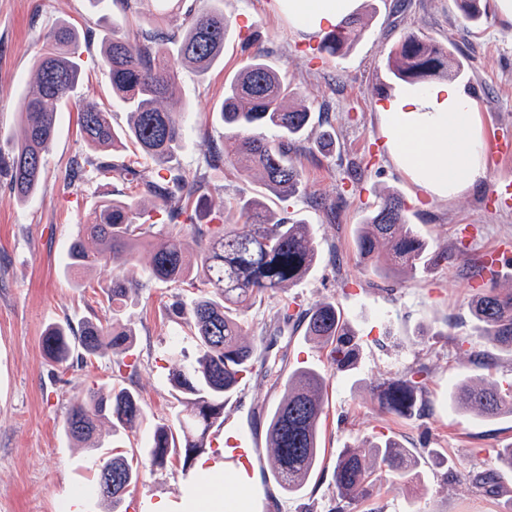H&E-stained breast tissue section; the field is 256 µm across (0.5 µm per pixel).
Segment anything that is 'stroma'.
<instances>
[{
  "mask_svg": "<svg viewBox=\"0 0 512 512\" xmlns=\"http://www.w3.org/2000/svg\"><path fill=\"white\" fill-rule=\"evenodd\" d=\"M191 4L201 10L210 0H136L130 9L122 0H0V151L9 152L22 137L20 100L34 78V58L48 28L67 21L79 30L81 91L110 108L119 127L127 116L100 63L102 39L116 32L138 43L158 19L178 24ZM220 7L230 20L220 63L203 75L180 69L174 88V102L187 110L179 162L211 182L202 205L210 214L223 212L225 199L239 192L262 191L257 178L206 165L211 143L224 135L216 112L224 84L242 64L244 42L254 41L269 66L287 72L313 116L298 156L306 191L269 204L275 216L286 213L310 224L321 252L286 294L303 312L336 302L355 343L352 363L339 369L329 348L307 340L303 329L287 326L274 333L273 301L250 311L248 342L275 336V350L286 355L288 369L310 366L327 379L321 471L300 495L288 496L265 479L270 464L261 444L248 489L250 512H503L512 503V470H498L497 455L512 445V415L486 420L460 412L448 395L467 377L489 373L512 382V352L481 339L468 309L478 273L473 260L512 241V196L490 191L493 183L512 182V24L493 11L479 22L465 21L456 0H361L365 36L345 55L332 57L320 52L319 37H302L274 9L273 0H222ZM409 29L455 47L465 72L454 84L472 92L478 103L486 174L451 200L432 197L414 182L381 134L386 121L381 107L399 89L387 70L388 54ZM327 128L334 143L318 148L319 134ZM88 154L75 113L64 112L35 196L19 202L7 175H0V512H105L88 493L92 459L71 446L63 432L66 410L90 389L132 385L143 400L146 422L143 431L126 436L125 444L139 454L149 430L172 423L183 409L170 384L172 371L190 369L197 359L194 339L164 311L173 288L153 281L129 297L122 314L135 332L134 378L114 372L108 355L59 367L45 359L42 335L48 325L112 320V309L99 293L104 275L75 278L65 272L68 244L79 225L93 221L98 201L130 192L125 181L108 173L81 189L66 188L70 163ZM387 192L403 198L408 222L429 250L413 275L389 281L358 262L354 244L361 220ZM313 195L334 201V208L311 206ZM441 250L455 254V261L435 264L432 255ZM418 364L427 368L423 413L411 419L381 415L373 385ZM282 394L263 369L254 368L224 415L263 441L269 413ZM384 437L413 450L420 461L419 482L389 474L371 496L339 501L332 481L337 456ZM493 468L499 488L489 493L474 477ZM462 472L470 473V482L458 481ZM211 473V467L196 463L187 469L182 459H173L146 474L144 485L126 494L120 512H176L187 480L204 488Z\"/></svg>",
  "mask_w": 512,
  "mask_h": 512,
  "instance_id": "35a3bbf8",
  "label": "stroma"
}]
</instances>
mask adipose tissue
I'll list each match as a JSON object with an SVG mask.
<instances>
[{
	"mask_svg": "<svg viewBox=\"0 0 512 512\" xmlns=\"http://www.w3.org/2000/svg\"><path fill=\"white\" fill-rule=\"evenodd\" d=\"M361 0H274L300 32L312 35L359 10ZM382 128L397 163L431 196L452 199L485 174L484 144L475 102L458 87L406 88L389 100ZM226 478L206 492L187 490L183 512H243L242 499L226 496Z\"/></svg>",
	"mask_w": 512,
	"mask_h": 512,
	"instance_id": "1",
	"label": "adipose tissue"
}]
</instances>
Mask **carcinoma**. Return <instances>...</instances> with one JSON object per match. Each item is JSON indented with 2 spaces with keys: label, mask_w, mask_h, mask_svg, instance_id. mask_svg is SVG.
<instances>
[{
  "label": "carcinoma",
  "mask_w": 512,
  "mask_h": 512,
  "mask_svg": "<svg viewBox=\"0 0 512 512\" xmlns=\"http://www.w3.org/2000/svg\"><path fill=\"white\" fill-rule=\"evenodd\" d=\"M467 20L487 15L482 0H459ZM230 20L224 12L187 10L181 34L158 27L144 37L139 48L116 33L101 44V65L107 71L112 94L124 111L128 125L112 124V113L94 102L78 97L83 74L80 35L75 26L62 22L43 37L34 62L35 78L21 105L24 139L10 156L0 158L6 167L13 193L26 200L40 187L45 156L56 136L58 117L68 105L77 112L81 139L95 151L107 152L132 144L135 156L147 165L130 163L96 165L74 161L66 178L73 188L91 178L90 166L100 173L134 185L139 196L104 199L95 220L79 225L69 252L73 275L99 270L109 274L102 288L112 306V323L85 321L79 331L68 324H52L42 336L44 355L53 365L73 358L75 346L84 362L112 352L118 371L136 374L135 364L124 361L133 344L132 330L121 323L120 313L127 299L143 284L133 277L139 263V249L147 242L153 225L140 222L148 208L163 217L165 239L152 250L149 278L176 288L197 291L190 308L175 301L167 314L184 324L196 340L199 356L189 370L172 373L170 383L185 403L181 416L171 424L157 425L149 435L144 458L134 460L116 452L99 457L91 493L114 512L125 495L143 482L145 469L163 468L176 456L183 465L205 452L213 427L224 424V407L244 376L259 362L265 373L279 382L282 369L275 368L270 347L260 350L245 346L247 312L303 278L318 259V245L311 225L300 219H272L266 202L239 195L224 204V223H199V205L208 182L199 174L185 171L178 162L183 140V111L163 102L172 95L177 68L171 63L169 45L176 46L177 63L200 73L209 71L224 52V38ZM366 24L358 15L349 17L327 32L321 51L339 56L347 53L365 34ZM389 73L397 80L424 89L434 80L456 76L453 48L429 42L413 31L403 34L387 60ZM298 93L277 70L255 51L248 62L224 85V101L218 114L224 124V140L212 145L208 165L230 167L249 178L262 175L263 185L277 198H291L300 192L304 170L296 161L301 142L311 123V110L297 103ZM267 127L277 131L274 139L255 133ZM358 258L382 278L412 273L426 251L424 242L408 224L400 196L385 194L376 210L367 215L357 231ZM194 253L196 264L187 261ZM291 302L278 297L271 321L276 329L299 316L306 323L305 335L332 346V359L339 368L352 358L351 333L338 305L321 303L307 312L290 311ZM471 316L480 335L489 343L512 350V289L484 288L469 302ZM419 366L404 375L374 385L379 411L384 415L411 417L420 410L423 375ZM325 380L310 367L288 375L284 393L273 410L267 430L272 479L288 495H298L315 475L322 460L320 419L324 408ZM453 405L495 419L512 414V387L502 389L487 377L462 382ZM145 420L142 398L129 387L111 388L104 394L89 391L72 403L63 421L67 438L88 452L100 448L103 423L112 431H134ZM415 466L407 449L393 439L370 442L345 449L336 459L333 481L342 499L371 495L378 481L377 468L400 476ZM112 470V491L103 487V477Z\"/></svg>",
  "instance_id": "1"
}]
</instances>
